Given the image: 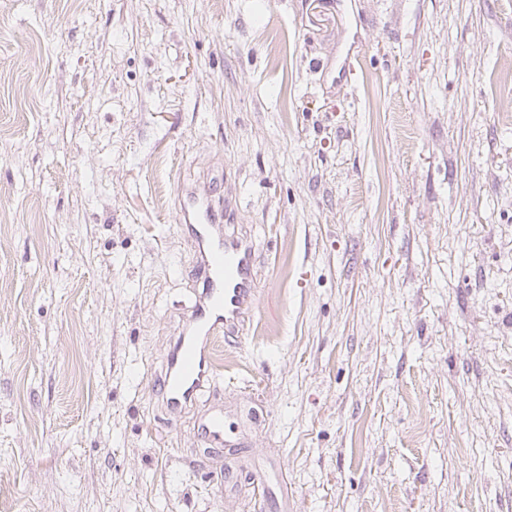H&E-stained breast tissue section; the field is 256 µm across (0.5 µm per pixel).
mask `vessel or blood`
<instances>
[{"label": "vessel or blood", "mask_w": 512, "mask_h": 512, "mask_svg": "<svg viewBox=\"0 0 512 512\" xmlns=\"http://www.w3.org/2000/svg\"><path fill=\"white\" fill-rule=\"evenodd\" d=\"M180 216L198 244L202 291L191 308L187 330L173 345L159 385L163 401L173 411L181 410L209 383L214 333L234 328L258 301L253 248L246 238L222 231L210 195L188 194L181 201ZM200 429L208 445H226L223 414L208 415Z\"/></svg>", "instance_id": "obj_1"}]
</instances>
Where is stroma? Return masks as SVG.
Listing matches in <instances>:
<instances>
[{
	"label": "stroma",
	"mask_w": 512,
	"mask_h": 512,
	"mask_svg": "<svg viewBox=\"0 0 512 512\" xmlns=\"http://www.w3.org/2000/svg\"><path fill=\"white\" fill-rule=\"evenodd\" d=\"M509 60L512 0H0V512H512ZM204 185L258 303L174 421ZM499 105L502 111L512 112V61L502 67L496 77ZM201 433L210 447H231L224 431V416L213 413L205 417L200 424Z\"/></svg>",
	"instance_id": "stroma-1"
}]
</instances>
